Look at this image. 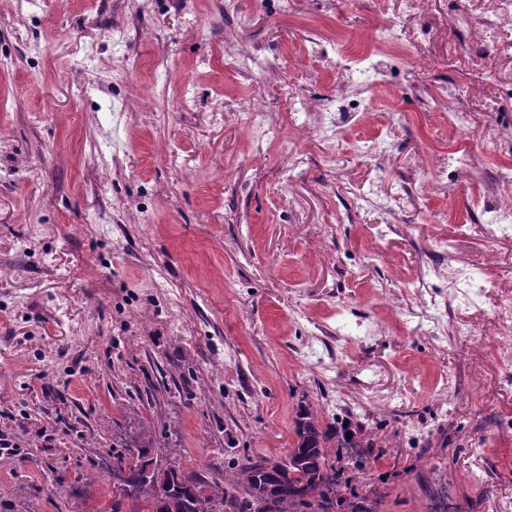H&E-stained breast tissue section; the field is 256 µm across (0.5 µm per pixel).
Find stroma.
<instances>
[{"mask_svg": "<svg viewBox=\"0 0 512 512\" xmlns=\"http://www.w3.org/2000/svg\"><path fill=\"white\" fill-rule=\"evenodd\" d=\"M500 6L0 0V512H106L136 448L208 479L282 458L306 405L376 433L345 477L379 512L512 501ZM347 59L364 117L324 109ZM468 152L481 178L430 192Z\"/></svg>", "mask_w": 512, "mask_h": 512, "instance_id": "stroma-1", "label": "stroma"}]
</instances>
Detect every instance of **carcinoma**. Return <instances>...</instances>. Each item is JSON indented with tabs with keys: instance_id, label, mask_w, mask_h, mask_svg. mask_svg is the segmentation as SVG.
Here are the masks:
<instances>
[{
	"instance_id": "1",
	"label": "carcinoma",
	"mask_w": 512,
	"mask_h": 512,
	"mask_svg": "<svg viewBox=\"0 0 512 512\" xmlns=\"http://www.w3.org/2000/svg\"><path fill=\"white\" fill-rule=\"evenodd\" d=\"M295 435L285 458H248L238 466L230 482L242 487V497L230 494L215 480L202 479L173 488L160 509L156 484L143 477L131 492L113 495L111 512H133L122 510L123 505L133 502L141 505L139 512H254L258 502L267 504L264 512H342L344 506L348 512H376L336 496L341 471L338 464L347 460L354 468H362L366 449L375 446L371 435L358 437L343 426L324 427L308 409L300 414ZM332 442L336 443L333 457L327 451Z\"/></svg>"
}]
</instances>
